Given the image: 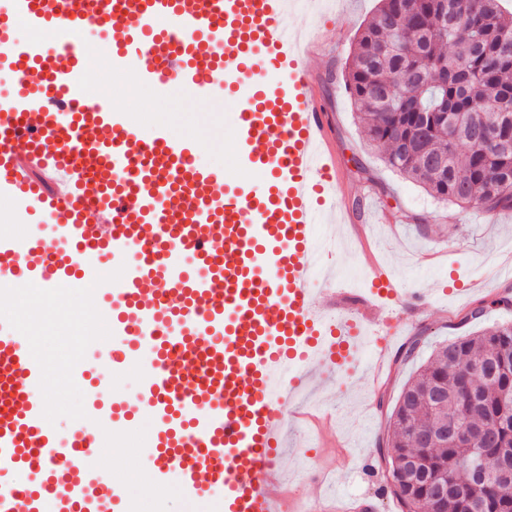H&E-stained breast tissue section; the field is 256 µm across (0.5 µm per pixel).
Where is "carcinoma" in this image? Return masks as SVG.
I'll use <instances>...</instances> for the list:
<instances>
[{"mask_svg": "<svg viewBox=\"0 0 512 512\" xmlns=\"http://www.w3.org/2000/svg\"><path fill=\"white\" fill-rule=\"evenodd\" d=\"M344 80L367 140L385 162L433 198L485 212L512 210V12L501 0H380L358 37ZM495 134L496 144L484 140ZM499 371H484L490 358ZM435 389L447 407L431 403ZM512 323L439 346L401 393L388 426L387 463L416 459L420 477L391 488L419 512H512V486L495 477L512 448ZM455 415L487 428L488 469L477 479L470 450L428 428ZM448 483L435 499L431 485Z\"/></svg>", "mask_w": 512, "mask_h": 512, "instance_id": "carcinoma-1", "label": "carcinoma"}]
</instances>
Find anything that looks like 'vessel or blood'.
<instances>
[{"label": "vessel or blood", "mask_w": 512, "mask_h": 512, "mask_svg": "<svg viewBox=\"0 0 512 512\" xmlns=\"http://www.w3.org/2000/svg\"><path fill=\"white\" fill-rule=\"evenodd\" d=\"M0 63L36 71V93L0 113V192L39 209L63 246L0 238V278L26 292L78 288L109 301L122 352L102 371L141 366L139 400L156 431L157 480L182 476L190 499L218 491V512H303L282 493L284 415L320 363L343 369L369 345L380 384L395 345L376 327L392 307L417 314L376 260L372 291L343 317L318 305L312 274L333 240L314 234L335 213L339 177L326 108L311 88L309 53L288 26L289 0H6ZM61 43L15 42L13 20ZM100 22L112 66L150 87L195 98L231 93L238 162L256 179L217 196L220 169L199 165L193 142L156 125L141 132L106 104L81 102L87 59L73 36ZM108 127L112 137L93 136ZM59 143L43 145L44 131ZM26 143L37 169L15 164ZM112 222L100 228L98 212ZM121 269L118 285L101 276ZM47 371L30 337L0 323V473L33 476L0 486V512H112L117 486L94 463L95 435L59 443L42 400ZM91 419L117 429L114 407L91 400Z\"/></svg>", "instance_id": "1"}]
</instances>
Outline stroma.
<instances>
[{
    "mask_svg": "<svg viewBox=\"0 0 512 512\" xmlns=\"http://www.w3.org/2000/svg\"><path fill=\"white\" fill-rule=\"evenodd\" d=\"M378 4L379 0H324L317 16H309L301 5L287 21L298 37L311 45L308 67L316 77L315 90L328 109L341 177L339 190L345 195L346 207L355 223L366 225L368 235L380 239V257L390 276L406 294L427 301L406 335L407 340H419L420 346L413 360L394 359L376 392L367 384L365 361L335 372L318 367L316 388L306 396L317 417L305 424L286 417L288 449L282 465L291 478L288 490L297 491L309 502L327 494L329 488L318 485L316 478L329 469L339 493L377 499V512H398L393 497L375 496L387 484V464L379 445L387 436L390 415L414 372L437 346L465 330L512 322V310L495 308L487 309L479 319H469V312L489 301L491 294L462 292L471 279L493 276L501 261L512 256V212L487 214L437 201L419 184L388 167L383 152L367 145L343 71ZM190 101L178 87L158 90L144 111L134 112L133 118L145 129L149 123L144 113L158 114L161 124L175 136L195 143L205 165L223 169L235 184L251 185L253 175L238 167L232 150L238 140L235 107L216 96L200 100L198 110L191 112L187 109ZM316 232L335 241L324 260L335 268L337 286L354 297L365 295L369 281L364 258L348 243L345 225L324 223ZM66 300V316L51 323L29 309H15L11 302L0 305L5 321L29 334L47 362L70 358L89 373L86 382H70L69 399L64 403L54 400V381L46 383L49 423L61 439L87 427L89 391L97 383L92 371L103 348L113 343L111 334L89 328L90 318L99 316L100 309L88 303L84 292H67ZM108 382L109 393L126 400L131 414L139 418L138 423H126L119 436L126 451L113 462L112 480L119 483L121 494L137 501L140 512H211V498L188 500L182 496L175 472L166 480L161 499L142 497L135 474L147 464L155 422L137 401L139 373L135 368L109 375ZM365 456L371 459L372 472L361 469Z\"/></svg>",
    "mask_w": 512,
    "mask_h": 512,
    "instance_id": "stroma-1",
    "label": "stroma"
}]
</instances>
